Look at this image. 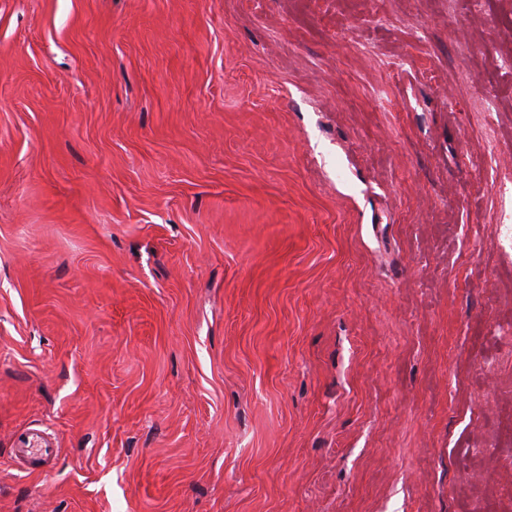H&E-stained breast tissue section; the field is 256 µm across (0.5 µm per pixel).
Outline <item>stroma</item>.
I'll list each match as a JSON object with an SVG mask.
<instances>
[{
    "label": "stroma",
    "mask_w": 512,
    "mask_h": 512,
    "mask_svg": "<svg viewBox=\"0 0 512 512\" xmlns=\"http://www.w3.org/2000/svg\"><path fill=\"white\" fill-rule=\"evenodd\" d=\"M501 225L512 0H0V512H512Z\"/></svg>",
    "instance_id": "obj_1"
}]
</instances>
